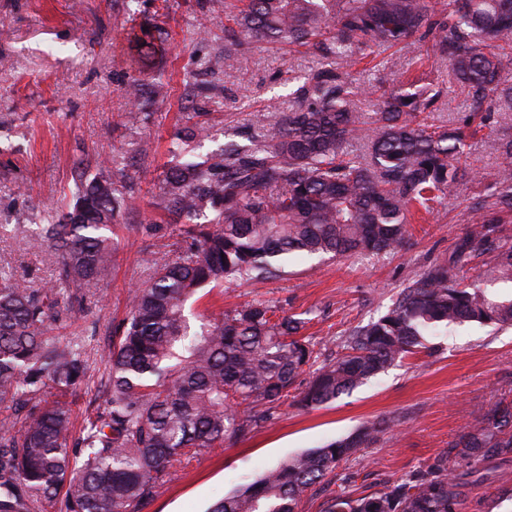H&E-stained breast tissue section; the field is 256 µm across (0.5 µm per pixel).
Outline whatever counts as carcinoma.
<instances>
[{
	"label": "carcinoma",
	"mask_w": 512,
	"mask_h": 512,
	"mask_svg": "<svg viewBox=\"0 0 512 512\" xmlns=\"http://www.w3.org/2000/svg\"><path fill=\"white\" fill-rule=\"evenodd\" d=\"M224 71L261 41H286L320 57L294 92L296 107L271 123L255 115L244 132L205 156L191 145L209 138L205 114L177 135L180 159L153 207L182 221L178 254L152 250L148 280L130 292L122 334L112 338L105 406L75 434L69 397L87 374L82 341L59 333L86 308V289L111 272L117 242L105 231L131 207L122 178L74 163L67 211L43 226L59 258L54 280L31 288L0 269V512H149L172 472L213 448L271 422L288 402L313 410L336 402L387 367L416 355L424 337L465 322L512 326V297L489 288L512 283V245L501 235L512 213V143L492 201L453 251L403 289L398 303L342 341L344 353L318 368L302 335L308 319L254 300L218 316L186 312L202 289L235 279L268 280L288 256L391 253L409 239V214L441 203L458 183L477 178L457 165L466 136L427 122L440 91L407 77L396 85H358L352 68L373 46L400 47L448 62L469 98V121H512V0H235L226 4ZM138 57L156 52L146 30L130 37ZM125 94L141 111L164 85L134 81ZM375 118L365 126L358 102ZM362 144L363 153L347 147ZM490 254L473 285L454 271ZM389 423L365 425L322 448L282 460L213 503L208 512H298L304 494L341 461L373 442ZM456 446L467 462L512 457V406L478 411ZM459 484L448 459L385 490L338 494L323 512H456Z\"/></svg>",
	"instance_id": "cac0c4a2"
}]
</instances>
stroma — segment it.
<instances>
[{
  "mask_svg": "<svg viewBox=\"0 0 512 512\" xmlns=\"http://www.w3.org/2000/svg\"><path fill=\"white\" fill-rule=\"evenodd\" d=\"M224 0H0V268L33 287L55 275L56 258L41 236L48 212L72 200L71 167L116 157L132 207L115 228L118 251L109 279L92 289L84 312L63 324L84 337L88 378L72 395L76 422L96 405L109 368L99 353L112 344L127 313L131 288L145 283L144 250L176 242L173 217L151 201L170 166L169 147L197 112L208 113L209 152L222 147L256 112H285L317 57L284 44L263 43L236 70H224ZM148 27L163 51L140 65L129 34ZM428 80L442 91L433 124L460 123L466 94L450 83L448 64L431 62ZM161 81L167 96L153 116L131 125L123 90L133 80ZM512 126L494 124L467 140L465 163L481 178L451 189L441 205L410 228L408 245L393 254L341 259L293 256L276 278L237 282L193 305L218 313L255 299L287 313L310 312L305 331L320 358L336 357L355 326L384 314L401 290L451 252L477 201L493 187ZM512 403V328L466 323L427 337L418 356L404 360L330 406H282L274 420L244 439L175 470L149 512H206L257 472L288 456L322 447L382 420L390 430L358 449L313 486L299 512H323L328 499L383 490L386 485L447 458L463 484L457 512H512V458H492L468 469L451 457L473 412Z\"/></svg>",
  "mask_w": 512,
  "mask_h": 512,
  "instance_id": "obj_1",
  "label": "stroma"
}]
</instances>
